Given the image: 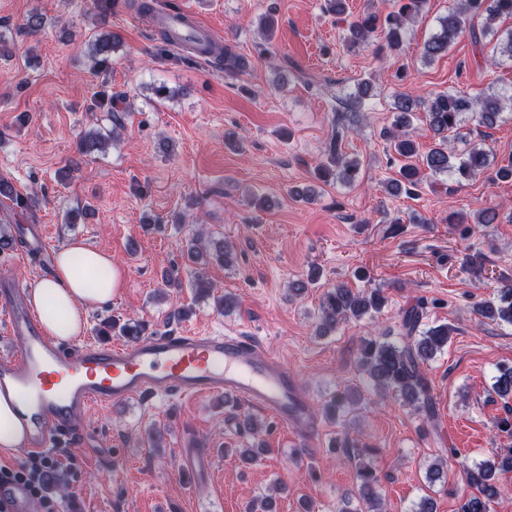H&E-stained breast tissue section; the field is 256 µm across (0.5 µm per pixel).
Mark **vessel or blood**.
Instances as JSON below:
<instances>
[{
    "instance_id": "1",
    "label": "vessel or blood",
    "mask_w": 512,
    "mask_h": 512,
    "mask_svg": "<svg viewBox=\"0 0 512 512\" xmlns=\"http://www.w3.org/2000/svg\"><path fill=\"white\" fill-rule=\"evenodd\" d=\"M168 31L174 46L204 38L206 26L189 11L153 17ZM8 314V334L17 349L0 356V390L25 399L22 416L29 433L22 451L43 454L58 442L75 444V417L93 405L148 395L197 397L214 393L236 396L289 427L315 445L317 425L309 412V394L294 369L255 341L221 333L172 331L143 337L135 344L91 343L64 346L41 332L20 291L0 299ZM185 470L196 486H207L213 456L203 448L181 451ZM6 512H33L28 486L0 482Z\"/></svg>"
}]
</instances>
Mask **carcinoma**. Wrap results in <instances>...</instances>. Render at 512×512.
<instances>
[{"instance_id":"1","label":"carcinoma","mask_w":512,"mask_h":512,"mask_svg":"<svg viewBox=\"0 0 512 512\" xmlns=\"http://www.w3.org/2000/svg\"><path fill=\"white\" fill-rule=\"evenodd\" d=\"M428 0H393L391 9L382 12L370 9L356 17H349L346 12V0H327L328 11L344 23L343 40L350 49L380 40L377 45L379 53L396 55L400 53L409 21L423 13ZM512 19V0H455L448 10V15L439 22V30L424 43L422 55L432 61L448 52V48L460 34L469 33L471 41L482 45L487 36L496 38L491 48L490 60L499 63V58H512V30L505 34L494 28L500 19ZM483 21L482 31L475 28V21ZM117 39L99 37L92 41L89 57L93 64L101 67L108 61V56L117 45ZM193 50L210 56L214 66L224 70L227 75H239L246 69V61L236 54L231 47L217 46L211 39L198 41ZM368 96V87L358 86V94L344 100L336 115V125L348 127L354 124L362 111L363 101ZM506 98L493 93L470 96L465 93H439L428 99L403 96L395 103L396 113L393 130L384 132L391 139V148L397 155L399 167L396 177L390 179L391 190L409 193L421 186L422 168L437 178L450 177L458 182L469 180L481 173H488L492 182L512 180V160L506 164H492L491 150L483 142H473L463 156L448 147L450 136L458 137L464 124V116L475 115L478 124L492 127L507 108ZM426 112L428 126L435 138L434 146L424 157H419L415 141L404 133L412 124L415 111ZM114 133L88 131L79 140V147L85 154L101 151L109 144ZM360 161L348 158L339 152L337 141L333 140L326 150V161L316 168L317 175L325 182L339 180L344 184L353 182L359 174ZM215 255L217 261L226 266L233 257L228 246L216 243L207 247L201 237L190 240L185 258L194 265L206 261V257ZM385 299L377 291L370 293L355 292L344 284H337L324 291L318 312L317 331L327 335L337 326L351 319L361 318L371 312H380ZM478 316L492 321L512 324V283L500 289L499 299L482 301L475 307ZM422 313L419 306H413L403 312L402 327L405 336L420 333V338L403 344H395L378 339L368 341L361 350L360 368L378 391L387 389L398 392L404 402L417 410L432 412L429 396L428 379L422 372V364L430 360L437 351L448 343V326L430 327L418 331ZM107 327L116 329L123 336L133 340L142 335L143 325L133 319L120 321L112 319ZM493 391L502 398L512 397V367L498 369L492 384ZM466 484L473 493L462 499L459 512H489V506L500 495V487L494 479V472L512 471V448L496 455L491 463H473L461 461ZM359 500L363 504L361 512H382L381 497L378 495V478L373 468L368 465L359 471Z\"/></svg>"}]
</instances>
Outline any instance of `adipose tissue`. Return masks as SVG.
<instances>
[{"label":"adipose tissue","instance_id":"obj_1","mask_svg":"<svg viewBox=\"0 0 512 512\" xmlns=\"http://www.w3.org/2000/svg\"><path fill=\"white\" fill-rule=\"evenodd\" d=\"M119 282L110 256L69 241L58 252L51 276L32 284L30 301L44 334L61 339L80 335L87 309L111 299ZM26 439L19 396L11 390L0 393V450L22 447Z\"/></svg>","mask_w":512,"mask_h":512}]
</instances>
